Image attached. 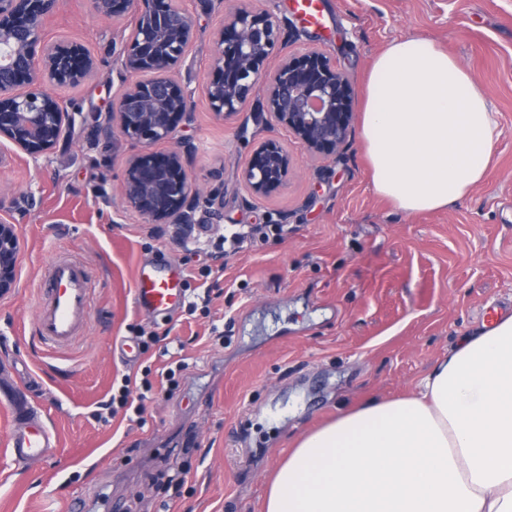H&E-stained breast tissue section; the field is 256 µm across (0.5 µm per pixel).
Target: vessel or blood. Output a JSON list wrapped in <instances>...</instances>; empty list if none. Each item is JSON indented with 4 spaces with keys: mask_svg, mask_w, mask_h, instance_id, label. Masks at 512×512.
<instances>
[{
    "mask_svg": "<svg viewBox=\"0 0 512 512\" xmlns=\"http://www.w3.org/2000/svg\"><path fill=\"white\" fill-rule=\"evenodd\" d=\"M184 289V275L177 265L140 266L135 277V307L144 314H172L184 300ZM38 290L35 333L48 350L63 349L83 335L90 323L91 275L83 261L62 253L43 269ZM0 402L13 422L7 442L10 466L20 471L49 462L60 442L32 386L15 381L1 385Z\"/></svg>",
    "mask_w": 512,
    "mask_h": 512,
    "instance_id": "1",
    "label": "vessel or blood"
}]
</instances>
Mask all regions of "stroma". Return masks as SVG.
I'll return each instance as SVG.
<instances>
[{
  "label": "stroma",
  "mask_w": 512,
  "mask_h": 512,
  "mask_svg": "<svg viewBox=\"0 0 512 512\" xmlns=\"http://www.w3.org/2000/svg\"><path fill=\"white\" fill-rule=\"evenodd\" d=\"M320 24L298 22L292 53L329 54L363 96L374 59L395 39L427 37L480 81L501 135L486 178L446 210L405 215L377 195L358 130L335 160L313 161L294 140L285 186L252 198L238 174L250 138L272 136L244 110L219 119L205 86L221 10L186 0L197 37L182 66L193 111L178 133L194 144L197 185L224 173V219L196 224L186 242L171 224H145L123 210L119 187L131 144L100 133L123 84L112 43L128 20L99 17L92 0H60L44 19L48 41L83 45L97 63L85 81L56 89L74 123L31 159L0 139V218L16 224V288L0 298V368L42 384L62 447L0 485V512H262L268 481L295 439L339 408L416 390L449 346L479 328L486 309L512 312V0H321ZM284 224L277 237L264 230ZM254 229L250 248L212 241ZM65 251L92 272L89 328L70 347L47 352L32 333L36 281ZM160 257L191 286L209 289L210 316L138 313L134 273ZM227 342L209 338L210 326ZM182 343L179 390L146 401L143 423L93 413L124 376L170 363L152 348L128 363L113 344L139 330ZM190 467L181 494L165 491L169 467Z\"/></svg>",
  "instance_id": "1"
}]
</instances>
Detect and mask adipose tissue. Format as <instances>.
<instances>
[{"instance_id":"1","label":"adipose tissue","mask_w":512,"mask_h":512,"mask_svg":"<svg viewBox=\"0 0 512 512\" xmlns=\"http://www.w3.org/2000/svg\"><path fill=\"white\" fill-rule=\"evenodd\" d=\"M361 112L373 188L403 214L448 208L491 167L498 114L432 39L375 58ZM264 512H512V315L459 337L413 395L302 435Z\"/></svg>"}]
</instances>
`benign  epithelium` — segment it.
Listing matches in <instances>:
<instances>
[{"label": "benign epithelium", "instance_id": "1", "mask_svg": "<svg viewBox=\"0 0 512 512\" xmlns=\"http://www.w3.org/2000/svg\"><path fill=\"white\" fill-rule=\"evenodd\" d=\"M58 5V0H0V138L34 159L57 144L72 119L64 102L44 86L74 85L95 69L82 45L45 40L43 18ZM93 6L105 18L136 15L128 35L112 43L113 62L131 82L113 100L108 122L99 126L112 140L139 146L120 185L123 207L149 224H193L201 206L210 219L221 220L224 196L193 186L189 149H156L176 141L179 126L191 116V93L178 73L195 37L192 14L181 0H93ZM295 29L293 20L256 7L254 0H239L224 11L206 98L216 116L230 117L242 111L266 75L259 111L273 115L310 158L325 159L347 139L354 90L327 54L288 53ZM290 169L288 151L268 138L252 150L240 179L251 196L264 198L286 184ZM19 252L16 225L0 221V297L15 286Z\"/></svg>", "mask_w": 512, "mask_h": 512}]
</instances>
